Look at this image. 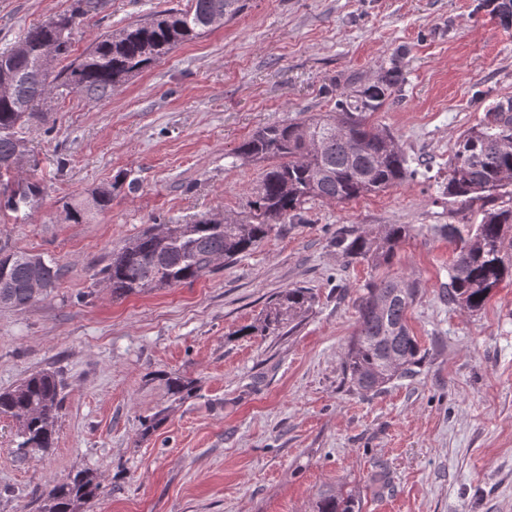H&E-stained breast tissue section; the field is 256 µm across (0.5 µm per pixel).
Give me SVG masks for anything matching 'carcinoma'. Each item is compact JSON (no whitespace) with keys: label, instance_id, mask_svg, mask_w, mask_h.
<instances>
[{"label":"carcinoma","instance_id":"1","mask_svg":"<svg viewBox=\"0 0 512 512\" xmlns=\"http://www.w3.org/2000/svg\"><path fill=\"white\" fill-rule=\"evenodd\" d=\"M239 0H190L187 7L155 11L119 30L105 32L56 73L44 58H67L72 36L101 10L103 0H73L71 9L29 28L15 46L0 50V214L15 221L26 219L39 205L44 187L38 180H20L14 174L16 153L27 149V130L47 111L50 89L83 93L91 101L107 97L112 89L143 71L176 46L214 29V18L235 15ZM400 80L393 67L381 80L339 95L331 112L314 113L300 122L262 128L238 149L237 156L267 163L249 215L224 218L219 223L201 216L191 224L150 227L112 257L97 276L123 298L154 288L191 282L219 260L231 261L267 237L278 224L297 218L306 201L344 204L401 185L415 175L409 157L393 136L367 123ZM128 180L118 172L108 187L90 197L64 203L67 218L84 224L108 210L112 189ZM448 201L462 207L480 203L478 224H450L441 233L461 240L450 272L448 301L475 312L503 281L512 282V101L487 112L478 129L462 133L448 166L443 189ZM508 201H503V196ZM411 231L408 224H388L376 235L359 234L336 240L349 261L363 260L379 269L390 264L398 245ZM7 260L0 264V305L23 311L48 297L65 275V266L41 254L0 248ZM42 283L34 294L30 281ZM416 282L377 277L357 299V328L345 348L343 369L360 390L376 391L407 376L423 361L407 313L419 295ZM308 288H288L268 302L257 331L277 333L286 323L302 318L312 307ZM171 396L192 395L195 384L181 375L167 377ZM60 384L50 372L30 375L15 388L0 392V416L17 426L20 451L53 447L55 419L61 408ZM100 495V483L78 472L53 486L42 512H81ZM315 512H361L352 493L327 492L317 500Z\"/></svg>","mask_w":512,"mask_h":512}]
</instances>
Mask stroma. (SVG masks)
<instances>
[{
    "mask_svg": "<svg viewBox=\"0 0 512 512\" xmlns=\"http://www.w3.org/2000/svg\"><path fill=\"white\" fill-rule=\"evenodd\" d=\"M188 0H106L74 36ZM71 0H0V47ZM223 26L174 48L99 101L52 95L31 126L22 176L43 182L27 220L0 219V246L67 273L26 310L0 305V391L55 372V446L20 455L0 418V512H41L54 484L95 475L82 512H314L326 490L362 512H512V282L471 313L448 301L455 244L475 224L443 196L459 135L512 100V25L496 0H240ZM403 81L372 126L389 130L417 177L347 204L307 201L246 255L190 283L114 298L96 274L149 225L246 215L264 166L237 158L257 130L331 111L339 94ZM135 187H113L118 171ZM112 186V206L68 221L65 201ZM414 228L385 273L419 281L408 313L424 359L364 392L343 371L355 300L371 273L338 238ZM316 302L279 336L254 333L279 292ZM195 379L176 401L165 377ZM162 414L145 429L143 421Z\"/></svg>",
    "mask_w": 512,
    "mask_h": 512,
    "instance_id": "obj_1",
    "label": "stroma"
}]
</instances>
